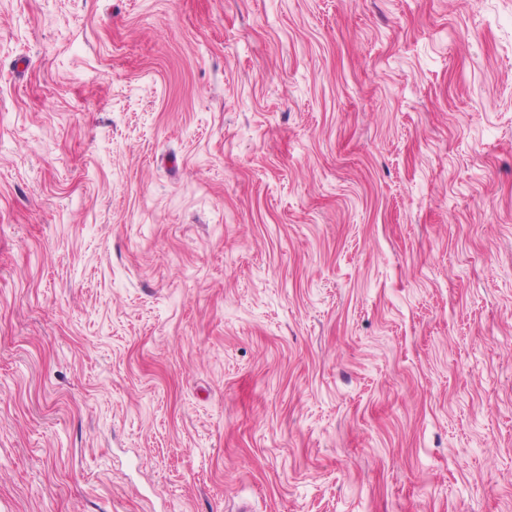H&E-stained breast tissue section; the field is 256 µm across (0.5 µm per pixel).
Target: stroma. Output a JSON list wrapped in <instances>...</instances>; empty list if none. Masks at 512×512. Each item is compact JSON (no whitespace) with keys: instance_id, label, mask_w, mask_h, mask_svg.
I'll return each mask as SVG.
<instances>
[{"instance_id":"obj_1","label":"stroma","mask_w":512,"mask_h":512,"mask_svg":"<svg viewBox=\"0 0 512 512\" xmlns=\"http://www.w3.org/2000/svg\"><path fill=\"white\" fill-rule=\"evenodd\" d=\"M512 512V0H0V512Z\"/></svg>"}]
</instances>
